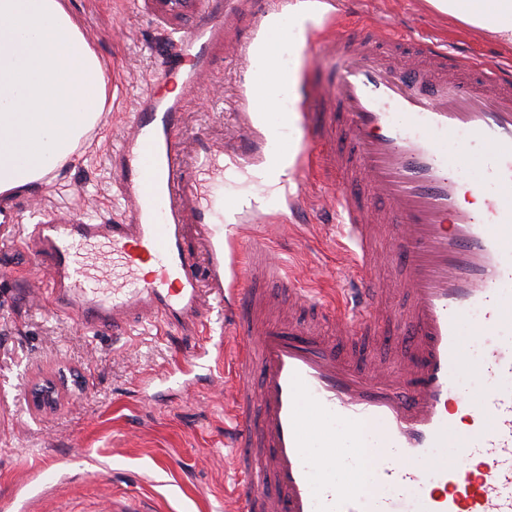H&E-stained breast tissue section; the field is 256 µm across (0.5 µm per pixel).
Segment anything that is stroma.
<instances>
[{
    "mask_svg": "<svg viewBox=\"0 0 512 512\" xmlns=\"http://www.w3.org/2000/svg\"><path fill=\"white\" fill-rule=\"evenodd\" d=\"M81 31L105 64L112 98L88 145L48 182L16 193L22 211L69 210L121 221L112 148L130 125L137 98L155 79L173 38L198 21L201 0L177 12L161 0H67ZM343 21L318 26L326 37L372 25L455 43L492 66L512 47L490 33L440 14L426 0H338ZM241 13L225 32L202 86L184 108L181 140L205 135L233 158L246 138L242 79L254 62ZM296 209L268 200V224L249 234L271 237L285 272L310 289L345 287L336 241V204L320 175L290 174ZM0 512H101L103 502L135 501L145 512H235L238 481L227 437L231 420L225 375L232 347L213 331L201 367L193 338L83 330L37 300L33 277L42 258L27 251L21 227L0 228Z\"/></svg>",
    "mask_w": 512,
    "mask_h": 512,
    "instance_id": "35a3bbf8",
    "label": "stroma"
}]
</instances>
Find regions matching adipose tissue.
Wrapping results in <instances>:
<instances>
[{
	"mask_svg": "<svg viewBox=\"0 0 512 512\" xmlns=\"http://www.w3.org/2000/svg\"><path fill=\"white\" fill-rule=\"evenodd\" d=\"M512 46V0H428ZM109 80L66 0H0V195L68 162L99 123Z\"/></svg>",
	"mask_w": 512,
	"mask_h": 512,
	"instance_id": "obj_1",
	"label": "adipose tissue"
}]
</instances>
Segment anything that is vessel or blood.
I'll return each mask as SVG.
<instances>
[{"label":"vessel or blood","mask_w":512,"mask_h":512,"mask_svg":"<svg viewBox=\"0 0 512 512\" xmlns=\"http://www.w3.org/2000/svg\"><path fill=\"white\" fill-rule=\"evenodd\" d=\"M239 2L225 0L179 35L161 78L178 75L192 87ZM305 44L324 75L306 108L281 121L305 125L311 138L292 144L282 136L277 146L294 154L303 175L329 174L345 265L364 284L356 302L337 308L269 262L265 239L243 230L261 222L260 210L224 197L222 145L201 137L186 155L179 102L147 91L112 153L123 223L45 210L27 227L25 246L51 261V307L88 330L148 321L190 325L199 335L212 302L224 301L225 276L243 282L228 307L242 512H512V343L490 347L474 367L490 384L482 397L452 388L473 368L461 357V320L480 312L482 337L512 319V71L489 72L429 39L409 41L422 62L399 70L394 39L370 29L332 42L310 31ZM487 147L490 183L464 182L462 163ZM466 193L481 196L483 208L465 205ZM219 222L235 225L240 250L225 253L211 232ZM192 224L205 237L201 259L187 247ZM384 236L406 264L409 301L393 309L379 278ZM283 294L347 337L398 323L394 369L352 363L342 343L274 317ZM464 417L474 435L459 441L458 464L433 458ZM352 438L373 476L360 492L325 478ZM471 458L480 471L465 467Z\"/></svg>","instance_id":"1"}]
</instances>
